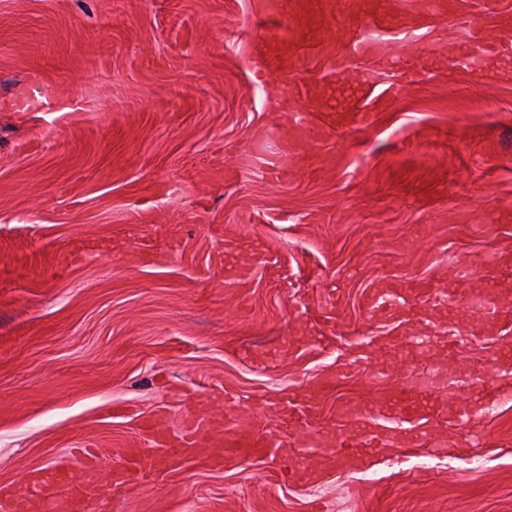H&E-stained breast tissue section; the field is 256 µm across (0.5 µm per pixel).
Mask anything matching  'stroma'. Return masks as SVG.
I'll return each instance as SVG.
<instances>
[{"instance_id": "stroma-1", "label": "stroma", "mask_w": 512, "mask_h": 512, "mask_svg": "<svg viewBox=\"0 0 512 512\" xmlns=\"http://www.w3.org/2000/svg\"><path fill=\"white\" fill-rule=\"evenodd\" d=\"M268 2L0 0V487L49 512L33 472L87 449L122 467L151 445L142 418L179 437L203 412L282 441L286 471L305 433L353 432L347 409L438 367L416 453L343 472L320 452L312 483L192 465L112 512H512V396L456 427L480 403L464 384L512 348V62L491 47L512 0H445L429 23L388 0L422 30L361 57L359 11L307 0L320 45L287 27L288 73L253 49L283 26ZM343 75L386 103L351 109L316 170L261 167L255 144ZM409 281L501 301L373 320L369 297Z\"/></svg>"}]
</instances>
